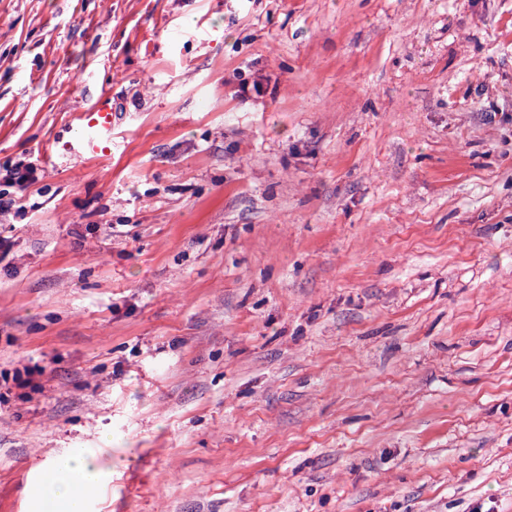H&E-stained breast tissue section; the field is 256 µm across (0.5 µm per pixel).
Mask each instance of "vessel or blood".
I'll use <instances>...</instances> for the list:
<instances>
[{
  "mask_svg": "<svg viewBox=\"0 0 512 512\" xmlns=\"http://www.w3.org/2000/svg\"><path fill=\"white\" fill-rule=\"evenodd\" d=\"M120 115L112 105L109 93H96L89 105L77 112L67 132L68 152L76 155H96L112 147V130L118 125Z\"/></svg>",
  "mask_w": 512,
  "mask_h": 512,
  "instance_id": "1",
  "label": "vessel or blood"
}]
</instances>
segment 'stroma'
<instances>
[{"mask_svg":"<svg viewBox=\"0 0 512 512\" xmlns=\"http://www.w3.org/2000/svg\"><path fill=\"white\" fill-rule=\"evenodd\" d=\"M20 162L0 512H512V0H0ZM121 112H115L112 96L107 92L96 93L90 104L77 112L74 124L67 133L70 140L66 150L76 155H97L112 147V128L119 124ZM102 472L91 459L70 456L57 460L44 480L48 498L65 512H86L99 492Z\"/></svg>","mask_w":512,"mask_h":512,"instance_id":"1","label":"stroma"}]
</instances>
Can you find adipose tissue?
I'll return each mask as SVG.
<instances>
[{"label": "adipose tissue", "instance_id": "adipose-tissue-1", "mask_svg": "<svg viewBox=\"0 0 512 512\" xmlns=\"http://www.w3.org/2000/svg\"><path fill=\"white\" fill-rule=\"evenodd\" d=\"M101 475L93 460L70 456L52 465L44 485L49 499L62 504L64 512H86L90 499L99 492Z\"/></svg>", "mask_w": 512, "mask_h": 512}]
</instances>
